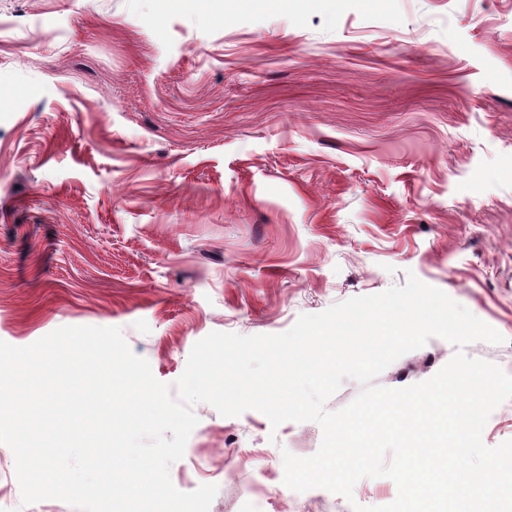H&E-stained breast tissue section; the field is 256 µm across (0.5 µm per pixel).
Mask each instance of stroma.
Returning <instances> with one entry per match:
<instances>
[{
    "label": "stroma",
    "instance_id": "obj_1",
    "mask_svg": "<svg viewBox=\"0 0 512 512\" xmlns=\"http://www.w3.org/2000/svg\"><path fill=\"white\" fill-rule=\"evenodd\" d=\"M443 290L500 332L467 355L512 374V0H0V341L118 327L174 383L214 331L405 285ZM433 338L378 386L428 380ZM177 489L210 512H352L284 482L313 422L271 427L205 403ZM0 512L22 506L0 444Z\"/></svg>",
    "mask_w": 512,
    "mask_h": 512
}]
</instances>
